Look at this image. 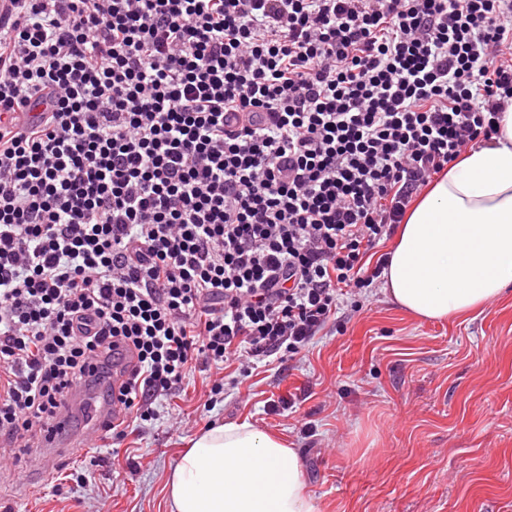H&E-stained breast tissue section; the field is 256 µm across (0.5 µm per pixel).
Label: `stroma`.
<instances>
[{
  "instance_id": "obj_1",
  "label": "stroma",
  "mask_w": 512,
  "mask_h": 512,
  "mask_svg": "<svg viewBox=\"0 0 512 512\" xmlns=\"http://www.w3.org/2000/svg\"><path fill=\"white\" fill-rule=\"evenodd\" d=\"M215 377L193 371L118 446L67 454L59 470H0V512H169L188 441L246 418L295 449L316 512H512V293L438 322L396 309L376 284L305 351L209 409ZM279 398L287 408L271 411Z\"/></svg>"
}]
</instances>
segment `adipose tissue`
Here are the masks:
<instances>
[{
	"mask_svg": "<svg viewBox=\"0 0 512 512\" xmlns=\"http://www.w3.org/2000/svg\"><path fill=\"white\" fill-rule=\"evenodd\" d=\"M399 310L444 320L512 290V108L407 212L383 273ZM171 512H315L297 452L252 423L213 425L167 484Z\"/></svg>",
	"mask_w": 512,
	"mask_h": 512,
	"instance_id": "1",
	"label": "adipose tissue"
}]
</instances>
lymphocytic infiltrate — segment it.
Here are the masks:
<instances>
[{
    "label": "lymphocytic infiltrate",
    "mask_w": 512,
    "mask_h": 512,
    "mask_svg": "<svg viewBox=\"0 0 512 512\" xmlns=\"http://www.w3.org/2000/svg\"><path fill=\"white\" fill-rule=\"evenodd\" d=\"M511 105L512 0H0V456L300 353Z\"/></svg>",
    "instance_id": "lymphocytic-infiltrate-1"
}]
</instances>
